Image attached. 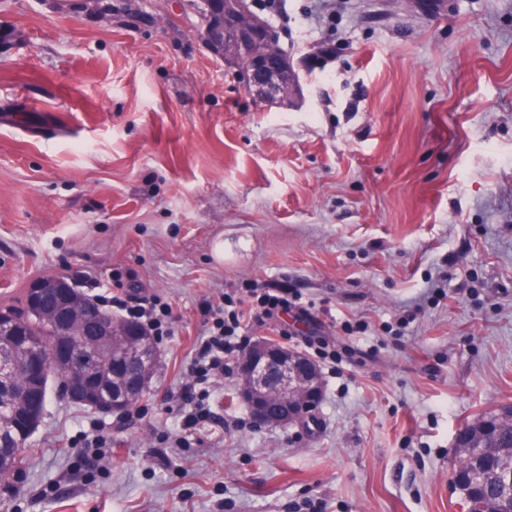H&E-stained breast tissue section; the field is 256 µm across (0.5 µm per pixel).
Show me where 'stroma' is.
<instances>
[{"label": "stroma", "mask_w": 512, "mask_h": 512, "mask_svg": "<svg viewBox=\"0 0 512 512\" xmlns=\"http://www.w3.org/2000/svg\"><path fill=\"white\" fill-rule=\"evenodd\" d=\"M248 3L306 62L298 106L256 104L189 0H0V307L66 274L173 309L131 412L51 395L0 512H466L456 434L512 403V0ZM281 284L255 321L244 289ZM227 296L246 336L328 349L309 425H256L230 374L182 430ZM53 12L68 11L73 14L96 16L101 20L112 21V2L102 0H39Z\"/></svg>", "instance_id": "1"}]
</instances>
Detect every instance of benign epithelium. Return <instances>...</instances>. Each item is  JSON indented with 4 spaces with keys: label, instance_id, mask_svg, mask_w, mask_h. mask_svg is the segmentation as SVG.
Here are the masks:
<instances>
[{
    "label": "benign epithelium",
    "instance_id": "benign-epithelium-1",
    "mask_svg": "<svg viewBox=\"0 0 512 512\" xmlns=\"http://www.w3.org/2000/svg\"><path fill=\"white\" fill-rule=\"evenodd\" d=\"M49 9L96 16L112 21V4L102 0H41ZM218 15L206 25L203 41L207 50L236 70L247 93L255 102L297 104L303 92L290 57L278 44L276 31L253 14L247 0H206ZM98 299L90 297L76 282L62 275L38 281L28 289L27 305L35 316L55 331L48 353L31 351L23 364L16 363L11 348H0V367L8 371L15 394L27 408L23 431L30 434L45 414L38 386L50 370L62 374L59 395L76 400L104 414H125L139 393L151 384L153 365L158 361L157 339L140 327L114 317L106 320L96 312ZM23 322L0 313V341L14 342ZM107 359L111 371H97ZM134 365L137 371L128 373ZM240 394L250 405L256 423L276 428L300 425L312 418L322 401L324 380L312 357L279 342L259 338L237 358ZM512 423V408H500L491 420L475 431L460 432L458 452L479 455L497 452L482 448L481 442L501 427Z\"/></svg>",
    "mask_w": 512,
    "mask_h": 512
}]
</instances>
